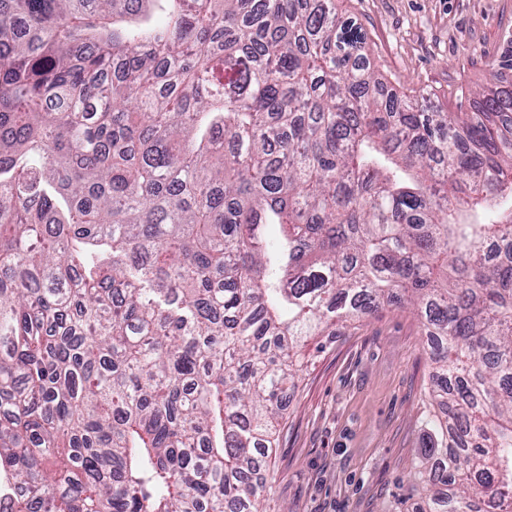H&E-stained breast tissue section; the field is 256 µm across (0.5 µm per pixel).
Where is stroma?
I'll return each instance as SVG.
<instances>
[{
    "label": "stroma",
    "mask_w": 512,
    "mask_h": 512,
    "mask_svg": "<svg viewBox=\"0 0 512 512\" xmlns=\"http://www.w3.org/2000/svg\"><path fill=\"white\" fill-rule=\"evenodd\" d=\"M361 26L387 93L470 111L512 36V0H336ZM429 338L397 307L311 355L262 470L264 512H405L429 407Z\"/></svg>",
    "instance_id": "obj_1"
}]
</instances>
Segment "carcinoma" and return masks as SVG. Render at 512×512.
Segmentation results:
<instances>
[{"label":"carcinoma","instance_id":"1","mask_svg":"<svg viewBox=\"0 0 512 512\" xmlns=\"http://www.w3.org/2000/svg\"><path fill=\"white\" fill-rule=\"evenodd\" d=\"M369 51L335 0H0L13 512H263L307 342L390 304L431 336L411 512L512 500V87L428 112Z\"/></svg>","mask_w":512,"mask_h":512}]
</instances>
